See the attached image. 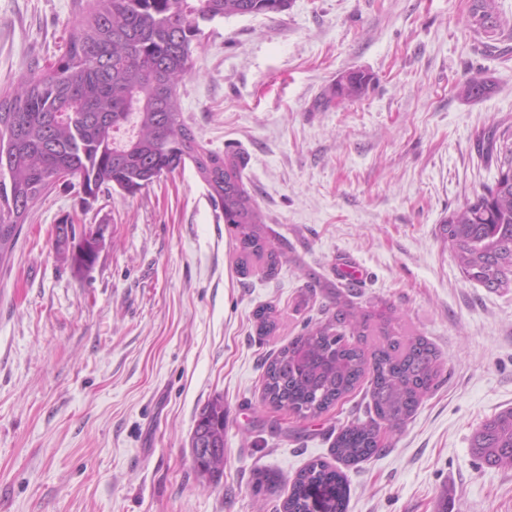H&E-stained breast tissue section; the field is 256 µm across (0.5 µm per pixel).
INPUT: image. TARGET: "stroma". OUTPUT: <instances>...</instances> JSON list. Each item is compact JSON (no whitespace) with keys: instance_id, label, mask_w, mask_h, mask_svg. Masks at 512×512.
<instances>
[{"instance_id":"obj_1","label":"stroma","mask_w":512,"mask_h":512,"mask_svg":"<svg viewBox=\"0 0 512 512\" xmlns=\"http://www.w3.org/2000/svg\"><path fill=\"white\" fill-rule=\"evenodd\" d=\"M89 6L0 0V94L53 63ZM469 6L290 0L205 26L181 106L203 145L244 155L274 276L238 272L234 230L190 164L89 208L73 186L37 202L0 265V512H281L296 474L333 461L340 428L365 418L369 385L283 420L260 403L264 364L340 305L440 358L438 387L386 447L341 466L346 512H438L443 496L448 512H512V470L470 449L512 407V288L465 278L440 230L498 176L482 132L512 123V33L486 49ZM350 71L367 93L326 103ZM475 74L491 89L462 98ZM68 216L106 227L81 276L52 249ZM263 307L278 318L267 336ZM217 394L229 417L210 482L190 436ZM260 469L281 475L276 491L255 493Z\"/></svg>"}]
</instances>
